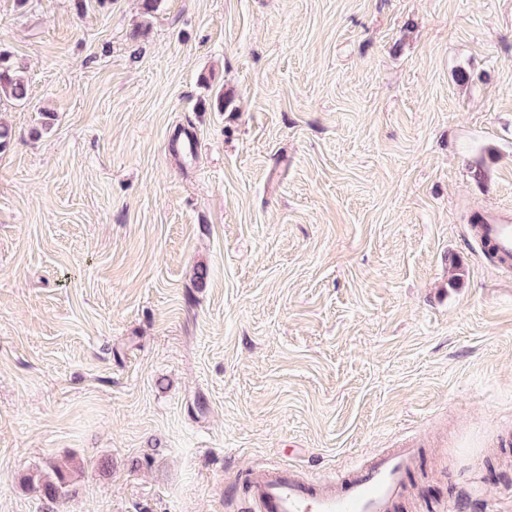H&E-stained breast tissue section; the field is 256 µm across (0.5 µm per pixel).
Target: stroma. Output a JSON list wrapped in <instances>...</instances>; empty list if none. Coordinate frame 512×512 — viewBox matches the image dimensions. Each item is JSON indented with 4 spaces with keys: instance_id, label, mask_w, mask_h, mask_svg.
Listing matches in <instances>:
<instances>
[{
    "instance_id": "1",
    "label": "stroma",
    "mask_w": 512,
    "mask_h": 512,
    "mask_svg": "<svg viewBox=\"0 0 512 512\" xmlns=\"http://www.w3.org/2000/svg\"><path fill=\"white\" fill-rule=\"evenodd\" d=\"M0 49V512L53 464L58 512H240L402 435L399 512H512L471 229L512 216V0H0ZM2 96L20 102L27 96V79L10 62L8 54L0 50V101ZM50 473H38L28 478L41 493L43 499L51 505H56L66 499L71 492L69 475L58 464L50 466Z\"/></svg>"
}]
</instances>
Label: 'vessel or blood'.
I'll return each mask as SVG.
<instances>
[{"mask_svg": "<svg viewBox=\"0 0 512 512\" xmlns=\"http://www.w3.org/2000/svg\"><path fill=\"white\" fill-rule=\"evenodd\" d=\"M474 231L497 259L512 262V219L491 212ZM418 446V440L404 438L331 477L305 478L291 467L256 468L244 478L251 512H397Z\"/></svg>", "mask_w": 512, "mask_h": 512, "instance_id": "obj_1", "label": "vessel or blood"}]
</instances>
